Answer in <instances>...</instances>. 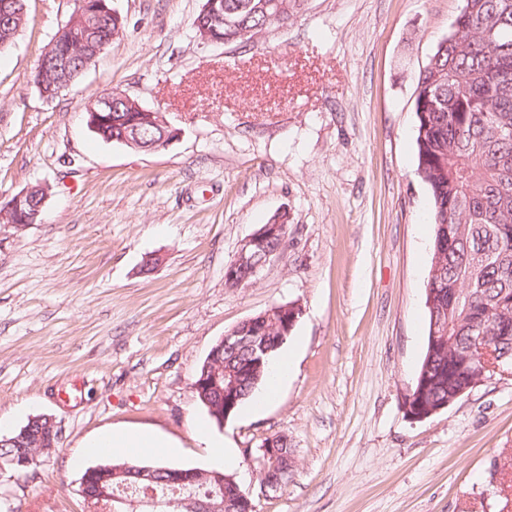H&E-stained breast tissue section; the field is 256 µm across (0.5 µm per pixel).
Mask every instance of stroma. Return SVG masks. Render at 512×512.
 <instances>
[{
	"label": "stroma",
	"mask_w": 512,
	"mask_h": 512,
	"mask_svg": "<svg viewBox=\"0 0 512 512\" xmlns=\"http://www.w3.org/2000/svg\"><path fill=\"white\" fill-rule=\"evenodd\" d=\"M112 5L123 34L54 100L32 73L74 0H27L0 51V195L49 187L41 222L0 224V416L61 433L28 477L0 472V512H92L71 460L107 430L153 431L179 447L169 464L208 468L201 424L256 512H512V377L421 421L404 406L434 232L415 79L462 0H308L254 49L199 46L202 0ZM111 90L181 138L154 152L97 140L84 109ZM281 211L287 249L226 287L241 243ZM290 302L303 314L287 381L216 424L198 368L227 330ZM278 433L297 465L267 493L246 451Z\"/></svg>",
	"instance_id": "obj_1"
}]
</instances>
